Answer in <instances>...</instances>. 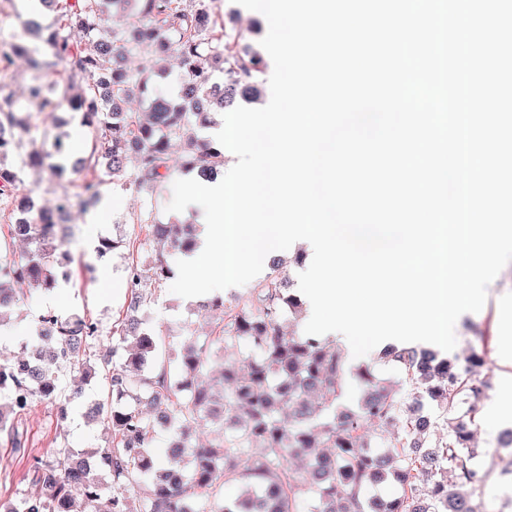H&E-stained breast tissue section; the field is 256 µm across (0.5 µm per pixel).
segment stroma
<instances>
[{"label": "stroma", "mask_w": 512, "mask_h": 512, "mask_svg": "<svg viewBox=\"0 0 512 512\" xmlns=\"http://www.w3.org/2000/svg\"><path fill=\"white\" fill-rule=\"evenodd\" d=\"M210 10L225 21L227 32H241L252 46H259L265 36L267 24L253 11L237 7L234 0H205ZM180 150L170 157V178L153 189L142 191L133 185L112 186L111 192L121 200L112 210L104 232L110 236H125L132 230V220L140 214H150L155 222L166 224L178 219L188 220V212H168L172 198V183L181 179ZM85 212L71 216L73 236L64 245L74 259L76 286L60 288L62 298L57 311L61 315L74 312L88 313L99 324L101 335L92 345L93 351L106 353L112 349V327L126 312L128 300L121 287L126 268L131 260L149 264L154 247L146 243L134 250L119 249L105 268L84 272L83 267L92 260L87 244ZM147 302L143 314L150 327L166 338L163 358H170L174 348L180 347L184 335L194 334L212 342L209 370L221 364L224 344L220 335L224 327L223 315L198 311L195 301L170 292L169 288L146 283ZM512 304V266L501 271L488 292L481 311L464 316L455 327L457 345L454 356H463L470 348L485 347L488 359L490 386L478 406L475 418L474 443L480 451L479 459L489 468L490 475L484 487L472 495L474 502L483 504L487 512H512V449L502 446L505 431L496 410V399L502 387L512 385V351L504 349L500 309ZM479 324L485 337L474 336L471 324ZM61 386L70 397L67 422H60L53 406L35 402L32 407L14 418L13 423L22 436L23 447H14L8 432L0 431V501L22 495H33L39 485L31 468L34 458L55 460L73 450L92 451L104 447L109 432L100 425L89 424L85 418L87 405L98 399L105 387L104 380L83 384L82 371L71 367L64 371Z\"/></svg>", "instance_id": "35a3bbf8"}]
</instances>
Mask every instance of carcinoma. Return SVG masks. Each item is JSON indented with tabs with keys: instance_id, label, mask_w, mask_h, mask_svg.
Segmentation results:
<instances>
[{
	"instance_id": "1",
	"label": "carcinoma",
	"mask_w": 512,
	"mask_h": 512,
	"mask_svg": "<svg viewBox=\"0 0 512 512\" xmlns=\"http://www.w3.org/2000/svg\"><path fill=\"white\" fill-rule=\"evenodd\" d=\"M46 10L53 18L43 23ZM115 11L130 14L133 23L121 31L107 29ZM27 27L41 32L43 49L36 54L29 53L21 34L0 37V73L15 56L27 57L33 72L24 104L0 88V215L10 221L12 236L30 245L23 263L0 269V430L7 429L6 415L36 401L65 415L59 371L80 362L84 381H106L112 403L95 401L88 417L104 424L112 439L104 448L72 452L61 461L34 459L40 493L10 501L4 512H479L471 490L484 486L488 473L476 469L479 451L471 440L477 405L489 385L485 351L472 348L459 360L412 346L388 347L378 359L404 373L414 401L409 412H403L398 392L374 386L357 410L338 415L336 403L349 379L369 380L370 367L348 366L334 340L284 331L280 311L296 313L302 301L287 291L284 262L277 256L270 260L273 275L251 289L245 308L223 329L224 347L245 354L246 372L224 365L218 393L200 383L209 342L190 336L177 358L182 374L172 375L170 364L159 359L161 337L134 315L146 302L134 281L148 278L160 287L171 279L164 252H192L195 224H152L147 214L137 218L156 258L146 269L137 262L127 267L130 301L113 326L112 353L86 352L100 328L79 314L38 316L24 342L30 351L20 357L1 349L11 342V327L1 313L13 301L11 283L50 292L71 282L62 279L70 256L59 235L68 209L41 207L33 191L22 189L26 172L44 169L59 180L81 175L80 191L62 197L85 208L109 182L153 188L168 173L172 140L193 128L197 133L187 139L182 168L213 180L223 172L224 147L199 131L211 126V113L256 97L255 78L267 67L262 52L240 46L243 34L219 37L218 22L206 6L190 9L186 0H37ZM220 43L222 55L215 52ZM136 49L146 51L140 70L117 65L119 56ZM171 50L179 58V87L158 95L152 61ZM60 62L68 71L63 85L56 79ZM134 93L150 101L145 120L121 107ZM31 102L40 112H74L94 133L90 150L76 156L60 140L45 149L25 108ZM131 156L132 171L126 166ZM36 210L41 223L20 221ZM122 348L125 355L117 361L113 353ZM427 401L442 409L448 428L435 446L427 444ZM400 417L403 434L383 449L371 448L367 435ZM215 420L224 425L221 442L189 441L190 431ZM293 455L306 459L308 482L317 494L313 506L302 498L288 466ZM229 480L244 493L224 496ZM425 480L431 482L426 500L418 488ZM377 485L394 491L368 495ZM143 486L149 491L136 503Z\"/></svg>"
}]
</instances>
